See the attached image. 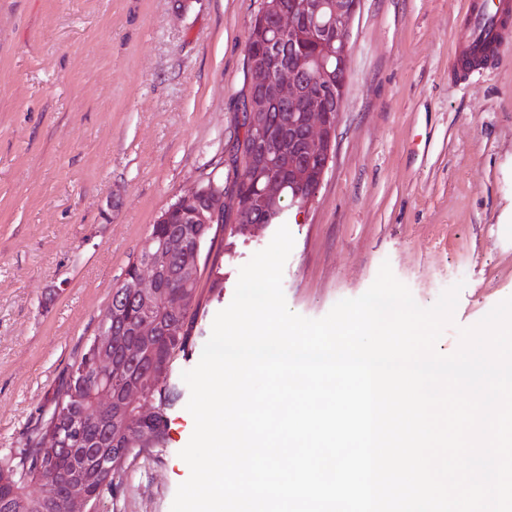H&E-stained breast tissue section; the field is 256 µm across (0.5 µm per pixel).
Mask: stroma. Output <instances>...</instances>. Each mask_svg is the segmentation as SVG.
<instances>
[{"label":"stroma","mask_w":512,"mask_h":512,"mask_svg":"<svg viewBox=\"0 0 512 512\" xmlns=\"http://www.w3.org/2000/svg\"><path fill=\"white\" fill-rule=\"evenodd\" d=\"M468 0H359L333 159L294 237L289 309L320 318L382 263L422 307L462 283L458 330L512 297V47L449 74ZM261 0H0V457L25 447L152 224L190 187L233 181L249 92L246 38ZM171 378L166 442L132 456L97 512H171L194 420L182 382L232 301L240 268L277 231L224 251Z\"/></svg>","instance_id":"35a3bbf8"}]
</instances>
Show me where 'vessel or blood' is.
<instances>
[{"label":"vessel or blood","instance_id":"b4317fda","mask_svg":"<svg viewBox=\"0 0 512 512\" xmlns=\"http://www.w3.org/2000/svg\"><path fill=\"white\" fill-rule=\"evenodd\" d=\"M511 32L512 0H483L454 33V66L468 69L497 61Z\"/></svg>","mask_w":512,"mask_h":512}]
</instances>
